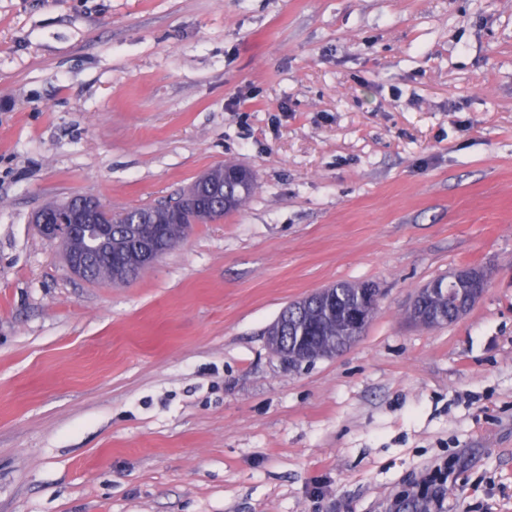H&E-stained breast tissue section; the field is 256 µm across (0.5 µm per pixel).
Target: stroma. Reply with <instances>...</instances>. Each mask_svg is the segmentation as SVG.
I'll list each match as a JSON object with an SVG mask.
<instances>
[{"label": "stroma", "instance_id": "obj_1", "mask_svg": "<svg viewBox=\"0 0 512 512\" xmlns=\"http://www.w3.org/2000/svg\"><path fill=\"white\" fill-rule=\"evenodd\" d=\"M229 162L246 204L135 282L34 227ZM339 282L364 335L283 364L265 328ZM444 465L426 512H512V0H0V512H416ZM476 272V274H474ZM452 280L456 283H448L447 281L443 284H440L438 280H434L428 283L425 288H429L430 291H436L439 288H451L453 290V296L455 300H459L460 298V288H464L463 286H458L464 284L467 286L466 297L467 303L465 305H459L458 309V318L466 313L469 308L475 304L483 295L485 288L487 287L488 280L485 275L477 270L471 268H462L456 271L452 275ZM458 284V285H457ZM457 306L450 302H442L434 299L430 294L424 295L417 307L410 312V318L417 324L431 328L453 322V316ZM433 316L437 319L436 323H427L424 317Z\"/></svg>", "mask_w": 512, "mask_h": 512}]
</instances>
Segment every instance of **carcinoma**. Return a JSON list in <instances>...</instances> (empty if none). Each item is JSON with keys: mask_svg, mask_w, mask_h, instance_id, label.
Returning a JSON list of instances; mask_svg holds the SVG:
<instances>
[{"mask_svg": "<svg viewBox=\"0 0 512 512\" xmlns=\"http://www.w3.org/2000/svg\"><path fill=\"white\" fill-rule=\"evenodd\" d=\"M233 165H219L213 168L215 182L223 186V193L210 201L211 207L224 213L242 207L255 188V180L234 181L224 177V169ZM170 204H160L150 208H134L126 212V220L136 216H145L152 224L163 225V235L159 247L166 253L182 242L191 230V225L175 224L171 221ZM80 249L91 259L90 280L99 282L111 279L114 260L121 261L128 277L137 278L141 271L142 240L133 235L126 224L112 225V249L108 250L94 239H84ZM359 283H339L314 293L306 299L290 304L265 331L268 347L275 351L285 349L281 336L297 340L298 336L309 330L314 336L311 348L317 357H325L347 347L353 332L343 311L337 307L360 304ZM457 306L442 302L431 295L423 296L417 307L410 312V318L417 324L431 328L453 321Z\"/></svg>", "mask_w": 512, "mask_h": 512, "instance_id": "1", "label": "carcinoma"}]
</instances>
